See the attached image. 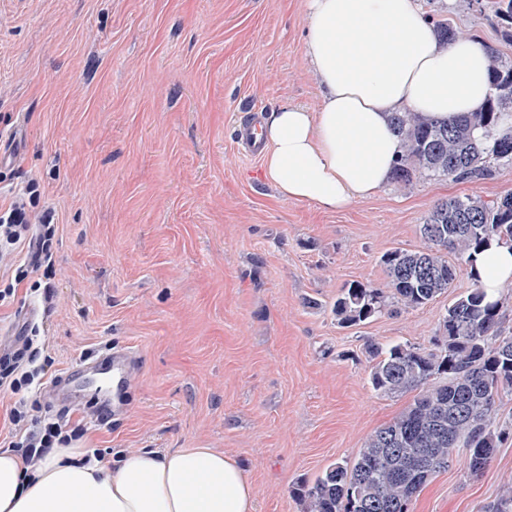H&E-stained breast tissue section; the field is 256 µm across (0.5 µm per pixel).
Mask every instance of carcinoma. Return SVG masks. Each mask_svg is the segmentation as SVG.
I'll return each instance as SVG.
<instances>
[{
  "instance_id": "cac0c4a2",
  "label": "carcinoma",
  "mask_w": 512,
  "mask_h": 512,
  "mask_svg": "<svg viewBox=\"0 0 512 512\" xmlns=\"http://www.w3.org/2000/svg\"><path fill=\"white\" fill-rule=\"evenodd\" d=\"M490 21L512 45V0H494ZM487 80L491 92L480 112L453 122L416 112L393 115L404 144L393 174L397 183L407 186L418 177L476 182L512 168V58L490 51ZM419 232L420 248L382 256L384 287L353 281L342 288L332 307L339 324L359 326L392 305L415 308L447 293L457 268L471 271L476 250L494 239L512 242V194L450 197ZM469 279L470 288L439 318L432 348L368 345L373 392L418 395L367 438L354 462L330 464L299 492L304 512H410L430 479L448 469L455 449H466V466L475 475L494 456L504 440L494 424L496 401L512 395V333L500 329V303L487 301L480 281Z\"/></svg>"
}]
</instances>
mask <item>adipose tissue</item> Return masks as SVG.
Wrapping results in <instances>:
<instances>
[{
  "instance_id": "ef3b65f1",
  "label": "adipose tissue",
  "mask_w": 512,
  "mask_h": 512,
  "mask_svg": "<svg viewBox=\"0 0 512 512\" xmlns=\"http://www.w3.org/2000/svg\"><path fill=\"white\" fill-rule=\"evenodd\" d=\"M304 52L319 105L270 113L263 175L284 199L328 211L390 179L403 152L392 113L451 119L489 92L484 43L441 41L417 0H308ZM475 271L497 296L512 281V246L492 243ZM0 512H256V501L238 460L214 448L141 450L113 467L57 448L33 469L0 452Z\"/></svg>"
}]
</instances>
